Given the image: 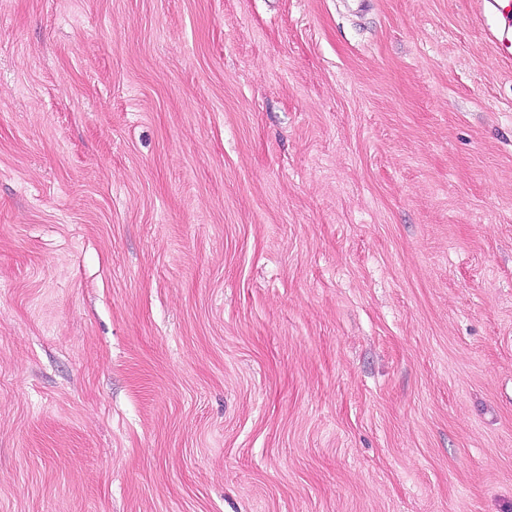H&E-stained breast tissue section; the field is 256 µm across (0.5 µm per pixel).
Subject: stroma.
<instances>
[{
  "label": "stroma",
  "mask_w": 512,
  "mask_h": 512,
  "mask_svg": "<svg viewBox=\"0 0 512 512\" xmlns=\"http://www.w3.org/2000/svg\"><path fill=\"white\" fill-rule=\"evenodd\" d=\"M493 22L0 0V512H512Z\"/></svg>",
  "instance_id": "stroma-1"
}]
</instances>
